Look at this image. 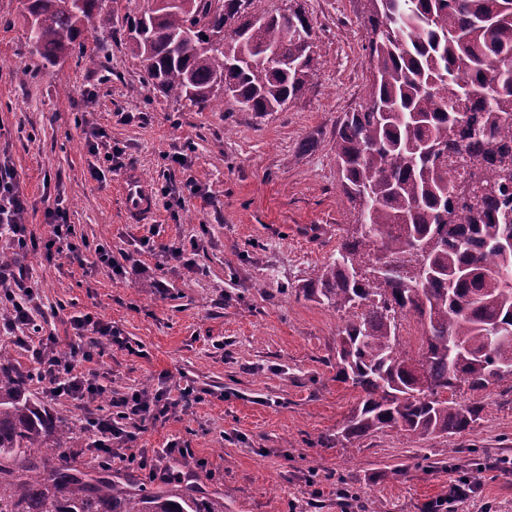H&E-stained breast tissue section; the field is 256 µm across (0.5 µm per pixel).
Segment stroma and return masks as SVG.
<instances>
[{
  "label": "stroma",
  "instance_id": "1",
  "mask_svg": "<svg viewBox=\"0 0 512 512\" xmlns=\"http://www.w3.org/2000/svg\"><path fill=\"white\" fill-rule=\"evenodd\" d=\"M365 0H256L259 11L302 8L316 33L311 88L280 111L259 115L225 100L199 112L149 88L127 45L131 19L147 0H112V24L88 28L84 52L41 66L27 40L22 0H0V165L12 167L46 237L45 210L62 203L82 262L28 255L24 263L45 308L60 307L49 332L73 336L70 316L91 314L127 337L97 366L114 396L193 385L198 403L145 421L129 442L182 471L167 444L192 448L190 480L224 512H427L451 485L474 474L476 489L450 512H512V380L464 394L485 409L471 429L425 439L397 429L338 443L358 392L336 381V340L347 316L306 299L300 285L336 256L355 212L336 165V123L362 103L371 79ZM107 44L105 67L85 55ZM36 69L34 78L21 69ZM107 143L90 152L94 128ZM120 158L107 160L109 146ZM184 153V164L172 157ZM139 167L157 200L144 222L128 223L112 186ZM193 182L184 207L169 196ZM149 245H142V238ZM198 240L196 266L173 259ZM104 244L113 267L95 253ZM30 392L76 424L85 403Z\"/></svg>",
  "mask_w": 512,
  "mask_h": 512
}]
</instances>
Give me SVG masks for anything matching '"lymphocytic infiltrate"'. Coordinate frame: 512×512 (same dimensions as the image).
Masks as SVG:
<instances>
[{
    "label": "lymphocytic infiltrate",
    "instance_id": "f902f5d3",
    "mask_svg": "<svg viewBox=\"0 0 512 512\" xmlns=\"http://www.w3.org/2000/svg\"><path fill=\"white\" fill-rule=\"evenodd\" d=\"M28 212L29 206L20 194L15 173L0 170V238L5 239L9 250L22 258L40 252L49 261L61 254L72 260L80 259V248L71 241L73 230L65 211L47 210L50 234L42 240L29 231ZM28 278L25 266L0 267V334L11 339L22 335L39 336V346L32 352L31 369L35 380L44 384L49 392L94 402L95 407L86 413L83 426L97 435L92 444L96 462L108 464L116 458L146 468L148 461L142 449L117 450L112 446L113 440L127 436L129 425L138 419L148 415L156 420L166 417L175 402L198 401L194 387L180 388L175 400L166 393L153 394L145 390L113 398L111 388L101 383L95 372L85 373L78 368L82 362L98 363L99 353L75 348L65 355L59 350L58 337L42 336V326L37 322L42 309L36 289L27 284Z\"/></svg>",
    "mask_w": 512,
    "mask_h": 512
}]
</instances>
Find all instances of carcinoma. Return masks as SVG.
Returning a JSON list of instances; mask_svg holds the SVG:
<instances>
[{"label":"carcinoma","mask_w":512,"mask_h":512,"mask_svg":"<svg viewBox=\"0 0 512 512\" xmlns=\"http://www.w3.org/2000/svg\"><path fill=\"white\" fill-rule=\"evenodd\" d=\"M32 51L54 66L85 26L112 25L110 0H23ZM148 0L128 48L147 82L203 112L220 86L247 111L277 112L310 88L313 24L298 9L248 29L256 0ZM371 80L336 129L342 192L357 212L336 258L301 285L349 313L336 380L360 393L337 437L386 428L420 439L461 433L484 405L456 396L512 379V0H367ZM244 29L204 47L230 22ZM286 59L272 70L252 44ZM374 259L382 275L359 277ZM421 344L408 348L401 321ZM0 343V512H224L190 486L147 490L90 469L74 426L28 393Z\"/></svg>","instance_id":"carcinoma-1"}]
</instances>
